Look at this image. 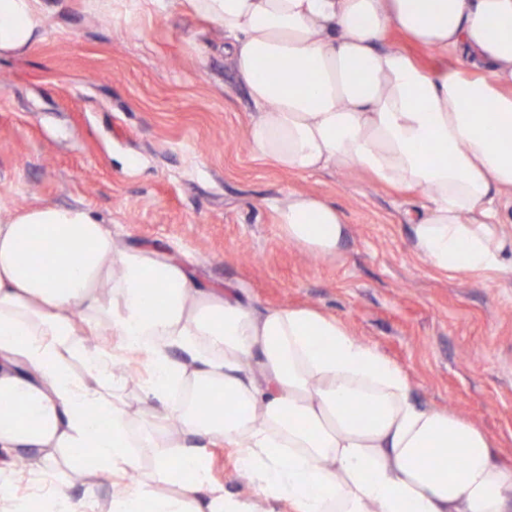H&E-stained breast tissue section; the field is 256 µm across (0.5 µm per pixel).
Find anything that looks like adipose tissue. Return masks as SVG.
Listing matches in <instances>:
<instances>
[{
	"instance_id": "obj_1",
	"label": "adipose tissue",
	"mask_w": 512,
	"mask_h": 512,
	"mask_svg": "<svg viewBox=\"0 0 512 512\" xmlns=\"http://www.w3.org/2000/svg\"><path fill=\"white\" fill-rule=\"evenodd\" d=\"M224 34L254 105L247 139L280 170L351 168L420 191L413 249L441 272L503 271L512 230V0H148ZM46 0H0V57L43 40ZM463 59L428 70L389 30ZM283 237L338 252L340 211L289 193ZM82 314L75 322L74 314ZM107 323L115 347H87ZM143 361L151 413L135 416L118 359ZM221 409L200 413L194 392ZM369 405L355 420L347 403ZM192 437L235 449L258 490L213 485ZM0 450L105 475L110 512H512V466L492 438L424 407L397 365L312 307L262 312L201 287L185 262L122 248L92 210L39 205L0 216ZM149 454L164 493L124 476ZM460 459L448 465L449 455Z\"/></svg>"
}]
</instances>
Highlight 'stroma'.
I'll return each instance as SVG.
<instances>
[{
    "mask_svg": "<svg viewBox=\"0 0 512 512\" xmlns=\"http://www.w3.org/2000/svg\"><path fill=\"white\" fill-rule=\"evenodd\" d=\"M46 39L0 58V204L82 205L115 241L191 259L204 286L256 311L310 306L409 376L415 399L485 429L512 465V270L435 271L412 248L405 197L369 173H286L254 156L252 103L224 59L223 35L187 14L134 15L60 0ZM320 195L348 226L318 256L276 222L291 192ZM225 493L255 496L233 449L197 439ZM19 501L65 487L84 512H106L108 480L66 465L16 468Z\"/></svg>",
    "mask_w": 512,
    "mask_h": 512,
    "instance_id": "obj_1",
    "label": "stroma"
}]
</instances>
